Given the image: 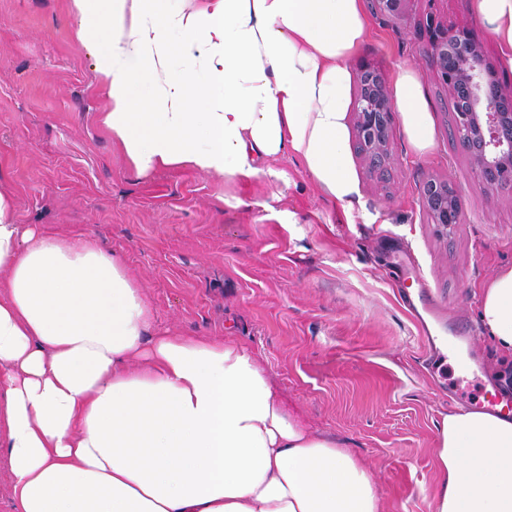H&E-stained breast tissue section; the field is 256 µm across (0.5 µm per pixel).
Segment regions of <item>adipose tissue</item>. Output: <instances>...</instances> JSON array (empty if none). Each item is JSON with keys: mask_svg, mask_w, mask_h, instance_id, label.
I'll return each mask as SVG.
<instances>
[{"mask_svg": "<svg viewBox=\"0 0 512 512\" xmlns=\"http://www.w3.org/2000/svg\"><path fill=\"white\" fill-rule=\"evenodd\" d=\"M512 67V0H475ZM100 47L102 122L137 175L190 168L238 183L298 157L332 200L360 198L349 61L362 0H70ZM394 107L414 152L434 145L415 70ZM0 447L14 512H383L370 466L288 414L245 346L147 337L122 259L89 236L14 221L0 188ZM478 322L512 356V267ZM138 370H131L133 361ZM431 512H512V419L454 408L437 428Z\"/></svg>", "mask_w": 512, "mask_h": 512, "instance_id": "adipose-tissue-1", "label": "adipose tissue"}]
</instances>
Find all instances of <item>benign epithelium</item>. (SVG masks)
<instances>
[{
    "mask_svg": "<svg viewBox=\"0 0 512 512\" xmlns=\"http://www.w3.org/2000/svg\"><path fill=\"white\" fill-rule=\"evenodd\" d=\"M413 0H373L375 13L386 18L406 14ZM423 52L432 60L438 81L448 94L454 131L481 180L490 189L512 184V93L503 91L496 69L482 44L467 29L427 22ZM355 151L368 172L386 178L391 166L390 131L394 119L381 71L359 68L353 105ZM422 196L441 234L462 221L457 190L446 180L429 177Z\"/></svg>",
    "mask_w": 512,
    "mask_h": 512,
    "instance_id": "1",
    "label": "benign epithelium"
}]
</instances>
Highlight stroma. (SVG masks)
<instances>
[{"instance_id":"stroma-1","label":"stroma","mask_w":512,"mask_h":512,"mask_svg":"<svg viewBox=\"0 0 512 512\" xmlns=\"http://www.w3.org/2000/svg\"><path fill=\"white\" fill-rule=\"evenodd\" d=\"M471 29L505 82L498 43L475 0H412L399 19L368 14L351 67L386 83L407 64L430 105L435 146L413 153L401 120L388 180L352 162L361 202H332L293 156L287 181L242 184L187 169L136 175L101 122L96 46L70 0H0V181L14 218L85 233L119 254L154 322L169 333L250 348L290 415L371 465L384 512H430L436 424L475 408L504 359L480 339L481 286L512 266V187L489 189L453 137L452 109L416 32L428 15ZM460 194L462 222L440 237L423 204L427 177Z\"/></svg>"}]
</instances>
